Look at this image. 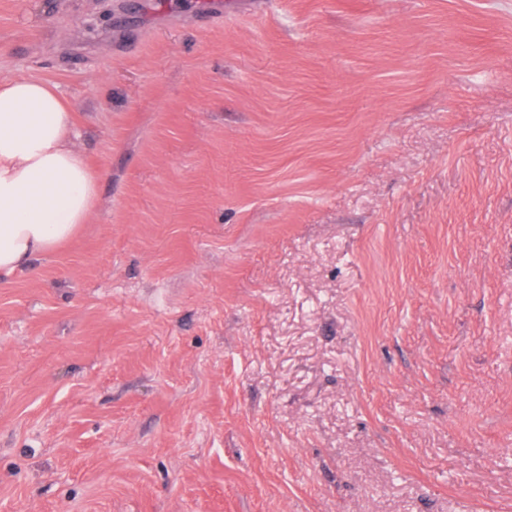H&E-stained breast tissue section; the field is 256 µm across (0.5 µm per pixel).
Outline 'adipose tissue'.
I'll return each mask as SVG.
<instances>
[{
  "mask_svg": "<svg viewBox=\"0 0 512 512\" xmlns=\"http://www.w3.org/2000/svg\"><path fill=\"white\" fill-rule=\"evenodd\" d=\"M75 138L56 87L36 78L0 81V275L56 253L89 223L100 176Z\"/></svg>",
  "mask_w": 512,
  "mask_h": 512,
  "instance_id": "obj_1",
  "label": "adipose tissue"
}]
</instances>
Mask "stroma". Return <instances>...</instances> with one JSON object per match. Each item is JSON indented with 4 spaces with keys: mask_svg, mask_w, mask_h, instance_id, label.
Listing matches in <instances>:
<instances>
[{
    "mask_svg": "<svg viewBox=\"0 0 512 512\" xmlns=\"http://www.w3.org/2000/svg\"><path fill=\"white\" fill-rule=\"evenodd\" d=\"M0 0L89 224L0 277V512H512V0Z\"/></svg>",
    "mask_w": 512,
    "mask_h": 512,
    "instance_id": "stroma-1",
    "label": "stroma"
}]
</instances>
